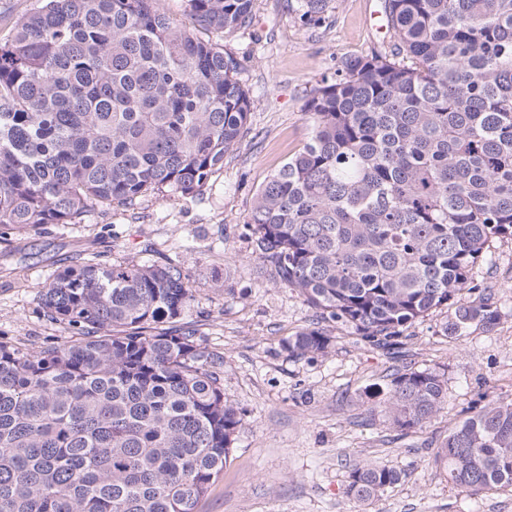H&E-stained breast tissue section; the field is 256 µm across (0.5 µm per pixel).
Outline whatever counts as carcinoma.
I'll return each mask as SVG.
<instances>
[{
    "label": "carcinoma",
    "mask_w": 512,
    "mask_h": 512,
    "mask_svg": "<svg viewBox=\"0 0 512 512\" xmlns=\"http://www.w3.org/2000/svg\"><path fill=\"white\" fill-rule=\"evenodd\" d=\"M37 0L0 16V226L81 224L146 192L202 194L251 111L224 33L253 0ZM333 0H300L320 25ZM392 45L349 57L310 91L303 150L258 192L247 224L275 281L383 349L431 311L441 335L493 326L487 291L457 301L496 238L512 237V0H385ZM187 270L93 259L57 272L44 315L76 330L34 351L0 341V512H199L242 424L217 359L178 329ZM306 328L288 357L329 352ZM368 398L400 432L447 402L445 374L397 372ZM468 496L512 488V402L475 409L433 455ZM402 472L355 466L367 503Z\"/></svg>",
    "instance_id": "cac0c4a2"
}]
</instances>
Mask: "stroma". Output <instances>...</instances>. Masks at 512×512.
Segmentation results:
<instances>
[{"label": "stroma", "instance_id": "1", "mask_svg": "<svg viewBox=\"0 0 512 512\" xmlns=\"http://www.w3.org/2000/svg\"><path fill=\"white\" fill-rule=\"evenodd\" d=\"M297 0H254L250 27L224 36L244 64L251 112L239 142L201 195L141 197L95 208L81 224L0 227V340L34 349L70 340L47 321L41 294L55 272L84 258L107 264L178 260L195 295L178 325L222 357L224 398L240 411L230 461L200 512H512V490L469 497L431 459L471 407L512 401V238L494 241L462 302L491 289L500 320L442 336L447 309L407 329L399 355L373 348L322 318L294 289L272 280L254 251L248 212L265 180L302 151L311 89L337 61L388 51L385 0H335L326 23L304 24ZM317 326L327 355L294 359L283 339ZM407 368L444 372L448 402L425 429L408 434L371 409L365 391ZM402 469L401 480L368 504L346 494L352 468L372 459Z\"/></svg>", "mask_w": 512, "mask_h": 512}]
</instances>
